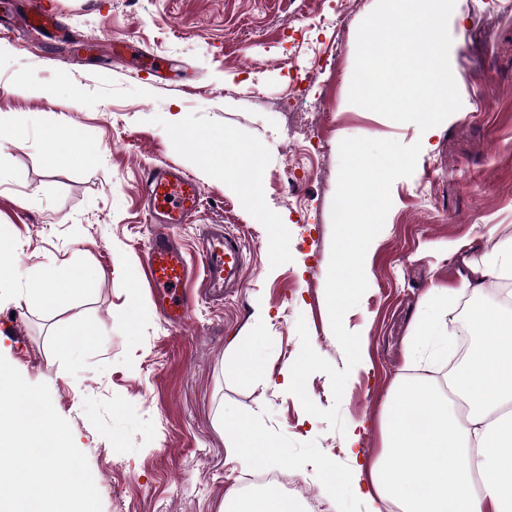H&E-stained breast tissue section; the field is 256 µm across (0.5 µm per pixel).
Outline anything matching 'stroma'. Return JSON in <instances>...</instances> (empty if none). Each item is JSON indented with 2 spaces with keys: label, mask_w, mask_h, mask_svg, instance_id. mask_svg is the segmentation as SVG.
I'll use <instances>...</instances> for the list:
<instances>
[{
  "label": "stroma",
  "mask_w": 512,
  "mask_h": 512,
  "mask_svg": "<svg viewBox=\"0 0 512 512\" xmlns=\"http://www.w3.org/2000/svg\"><path fill=\"white\" fill-rule=\"evenodd\" d=\"M376 3L343 0L341 32L328 21V0H44L72 40L90 42L78 63L50 61L34 35L0 33V235L13 246L0 271V355L26 381L48 385L87 457L102 512H221L225 492L254 472L224 442L226 424L244 413L282 448L274 469L308 494H323L321 461L349 469L343 435L262 373L243 380L230 343L263 346L264 371L275 373L297 358L302 319L315 351L345 366L325 295L339 143L420 137L415 124L348 100L358 26ZM319 16L324 24L313 25ZM449 33L462 106L422 148L413 175L393 183L392 207L365 258L368 289L344 318L363 336L366 365L353 369L339 400L325 373L306 384L317 407L339 406L345 425L364 424L370 461L383 449V405L403 373L426 290L457 288L461 255L481 259L512 236V0H456ZM129 40L141 50L134 65L110 53ZM156 55L179 60L181 80H159ZM44 87L53 99L37 96ZM290 90L327 145L298 205L283 172L289 160L306 162L309 147L287 136L288 115L276 109ZM46 112L75 129L96 160H55L42 144ZM177 112L196 137L193 150L168 122ZM219 135L264 146L263 192L285 223H253L240 196L197 165L195 152ZM163 163L193 176L206 200L195 223L175 230L188 255L198 253L200 227L214 221L248 251L240 286L219 303L195 299L180 328L157 311L141 262L150 227L138 185L144 169ZM452 243L462 253L449 252ZM51 265L64 282L84 265L105 276L55 308H26L29 288ZM136 301L146 311L134 321ZM261 305L270 319L259 317ZM79 326L96 337L62 347L58 332Z\"/></svg>",
  "instance_id": "obj_1"
}]
</instances>
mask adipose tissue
Instances as JSON below:
<instances>
[{
	"instance_id": "1",
	"label": "adipose tissue",
	"mask_w": 512,
	"mask_h": 512,
	"mask_svg": "<svg viewBox=\"0 0 512 512\" xmlns=\"http://www.w3.org/2000/svg\"><path fill=\"white\" fill-rule=\"evenodd\" d=\"M221 176L233 171L242 198L257 224H278L262 195L265 153L261 145H223L201 158ZM512 280V237L496 243L479 263L465 262L460 286L477 297ZM452 297L445 288L426 294V311L411 331L409 371L401 375L384 404V452L372 462L361 458V434L349 430L344 448L354 459L352 472L324 471L329 500L353 493L366 512H512V312L500 305L474 309L470 334L481 337L468 360L443 382L412 375L417 360H436L448 342L443 320ZM257 430L244 417L224 430L228 450L263 467L279 456L277 446L256 442ZM225 512H298L279 491L249 496L237 488L224 495Z\"/></svg>"
}]
</instances>
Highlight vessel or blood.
I'll use <instances>...</instances> for the list:
<instances>
[{"instance_id": "vessel-or-blood-1", "label": "vessel or blood", "mask_w": 512, "mask_h": 512, "mask_svg": "<svg viewBox=\"0 0 512 512\" xmlns=\"http://www.w3.org/2000/svg\"><path fill=\"white\" fill-rule=\"evenodd\" d=\"M0 26L68 43L66 33L58 27L56 14L46 9L42 0H0ZM68 45L66 60H81L82 44ZM140 196L146 221L152 226L144 250L147 285L163 319L179 328L190 316V306L183 294L186 284L197 273L202 276V288L209 294L238 284L242 279L243 247L219 226L199 249V267L188 265L174 230L179 225L194 223L203 194L197 181L177 166L148 168L140 182Z\"/></svg>"}]
</instances>
